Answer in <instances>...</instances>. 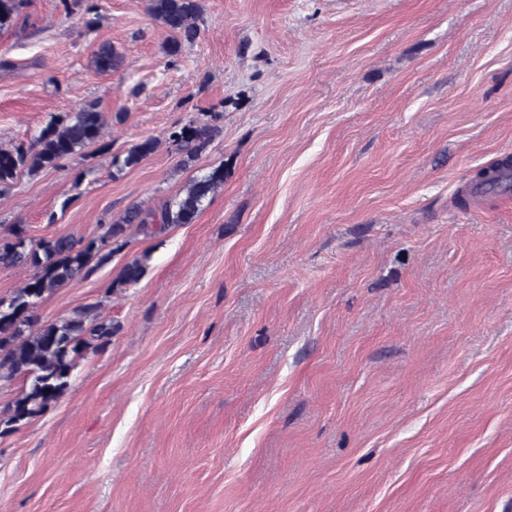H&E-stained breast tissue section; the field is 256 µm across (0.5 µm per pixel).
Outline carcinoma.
<instances>
[{
    "instance_id": "obj_1",
    "label": "carcinoma",
    "mask_w": 512,
    "mask_h": 512,
    "mask_svg": "<svg viewBox=\"0 0 512 512\" xmlns=\"http://www.w3.org/2000/svg\"><path fill=\"white\" fill-rule=\"evenodd\" d=\"M148 11L172 34L167 46L169 55H177L182 44L199 37L203 0H148ZM119 59L116 49L107 44L94 51L95 64L102 71L112 69ZM103 127L102 113L84 108L48 124L37 137L34 150L22 146L1 148L0 188L6 189L24 171L54 167L77 150L96 143ZM219 133L218 126L197 117L172 131L170 139L191 161ZM155 149L156 142L145 139L129 147L123 156L114 157L112 164L121 169L135 167ZM482 174L483 179L473 181V191L495 194L512 190L511 164L500 163ZM223 183L224 167L218 166L192 178L182 193L158 213L133 203L117 220L102 225L96 239H28L18 224L0 233V265L31 269L22 287L10 297L0 298V382H23L17 397L0 410V431H14L56 403L68 389L77 361L90 350L105 349L117 331L111 320L96 313L94 305L78 308L67 317L42 321L34 312L43 298L109 263L116 253L112 244L119 242L131 225L146 229L156 223L163 230L172 224L193 223L206 200ZM144 272L143 260L135 258L121 268L117 283L135 284Z\"/></svg>"
}]
</instances>
